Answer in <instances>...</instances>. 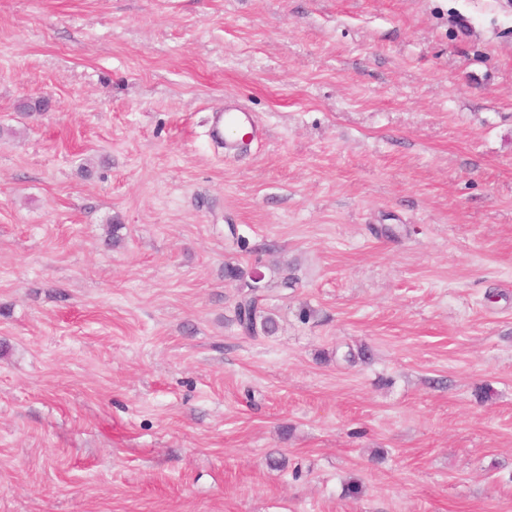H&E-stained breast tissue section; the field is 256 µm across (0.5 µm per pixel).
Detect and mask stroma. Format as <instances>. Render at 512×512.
Wrapping results in <instances>:
<instances>
[{"instance_id": "obj_1", "label": "stroma", "mask_w": 512, "mask_h": 512, "mask_svg": "<svg viewBox=\"0 0 512 512\" xmlns=\"http://www.w3.org/2000/svg\"><path fill=\"white\" fill-rule=\"evenodd\" d=\"M1 127L0 512H512V0H0ZM211 133L215 139L224 140V149L238 152L258 134L252 117L236 105H224V110L213 111ZM261 279H256L254 285H249L248 290L238 295L235 301V322L241 334L253 338L269 336L278 329V322L266 311L265 291L258 285Z\"/></svg>"}]
</instances>
